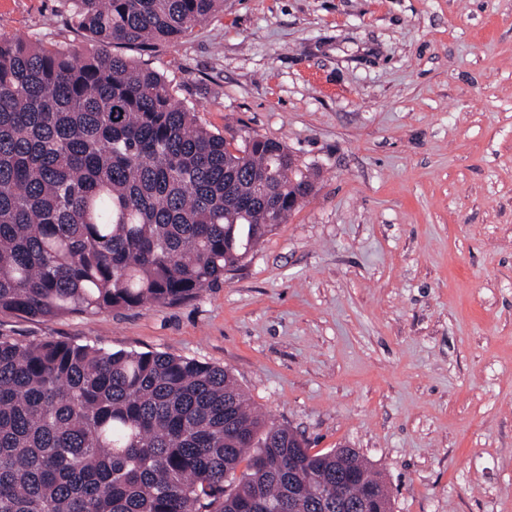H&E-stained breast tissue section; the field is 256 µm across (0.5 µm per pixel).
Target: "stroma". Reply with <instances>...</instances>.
Returning a JSON list of instances; mask_svg holds the SVG:
<instances>
[{"mask_svg": "<svg viewBox=\"0 0 512 512\" xmlns=\"http://www.w3.org/2000/svg\"><path fill=\"white\" fill-rule=\"evenodd\" d=\"M60 9L0 0V33L87 47ZM140 59L313 194L192 301L0 336L228 368L312 451L359 452L392 512H512V0H224Z\"/></svg>", "mask_w": 512, "mask_h": 512, "instance_id": "stroma-1", "label": "stroma"}]
</instances>
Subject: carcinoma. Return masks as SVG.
<instances>
[{
	"mask_svg": "<svg viewBox=\"0 0 512 512\" xmlns=\"http://www.w3.org/2000/svg\"><path fill=\"white\" fill-rule=\"evenodd\" d=\"M62 2L92 48L0 34V314L191 301L286 222L314 174L273 139L231 147L126 56L224 0ZM370 487L360 512H390L354 449L311 452L224 367L0 337V512H353Z\"/></svg>",
	"mask_w": 512,
	"mask_h": 512,
	"instance_id": "1",
	"label": "carcinoma"
}]
</instances>
